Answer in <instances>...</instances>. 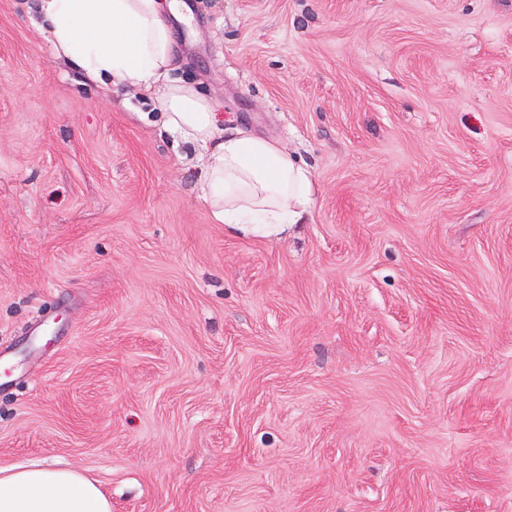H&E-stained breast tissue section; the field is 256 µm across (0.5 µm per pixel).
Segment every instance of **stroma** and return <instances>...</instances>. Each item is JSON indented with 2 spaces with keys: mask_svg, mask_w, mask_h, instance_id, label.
<instances>
[{
  "mask_svg": "<svg viewBox=\"0 0 512 512\" xmlns=\"http://www.w3.org/2000/svg\"><path fill=\"white\" fill-rule=\"evenodd\" d=\"M173 78L315 185L191 150L0 0V465L112 512H512V0H182Z\"/></svg>",
  "mask_w": 512,
  "mask_h": 512,
  "instance_id": "stroma-1",
  "label": "stroma"
}]
</instances>
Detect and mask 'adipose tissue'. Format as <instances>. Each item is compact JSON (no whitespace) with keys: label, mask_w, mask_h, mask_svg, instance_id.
<instances>
[{"label":"adipose tissue","mask_w":512,"mask_h":512,"mask_svg":"<svg viewBox=\"0 0 512 512\" xmlns=\"http://www.w3.org/2000/svg\"><path fill=\"white\" fill-rule=\"evenodd\" d=\"M177 0H35L40 29L71 70L105 89L135 87L156 107L176 145L203 148L201 190L215 223L270 237L303 221L312 174L276 141L225 132L216 105L198 85L171 79L174 32L166 15ZM0 512H112L96 481L71 470L0 466Z\"/></svg>","instance_id":"obj_1"}]
</instances>
